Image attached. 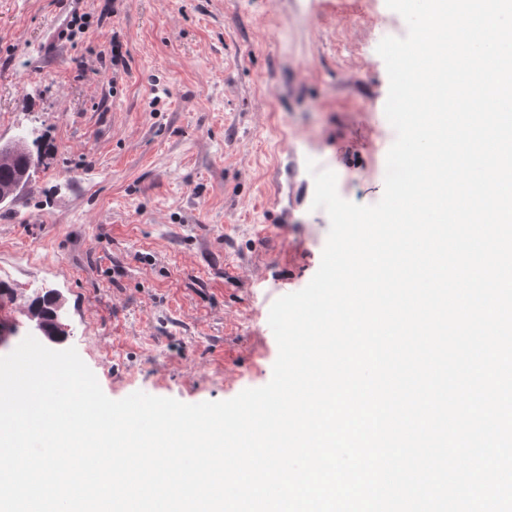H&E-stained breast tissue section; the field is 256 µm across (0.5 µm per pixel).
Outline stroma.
I'll list each match as a JSON object with an SVG mask.
<instances>
[{
    "label": "stroma",
    "mask_w": 512,
    "mask_h": 512,
    "mask_svg": "<svg viewBox=\"0 0 512 512\" xmlns=\"http://www.w3.org/2000/svg\"><path fill=\"white\" fill-rule=\"evenodd\" d=\"M406 33L386 0H0V141L42 157L0 204V356L51 290L54 349L110 399L266 385L270 307L310 282L330 228L306 161L345 200L381 199L396 133L376 48Z\"/></svg>",
    "instance_id": "obj_1"
}]
</instances>
